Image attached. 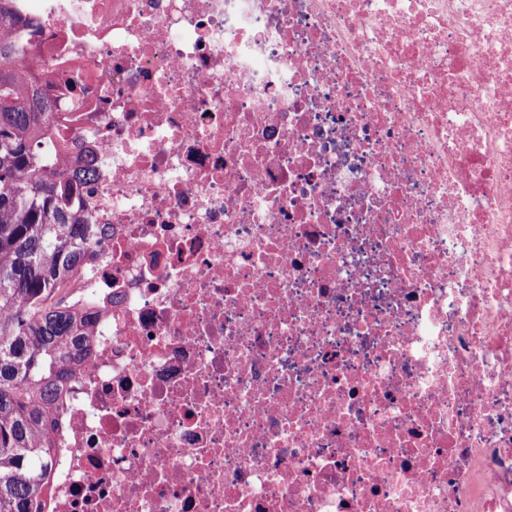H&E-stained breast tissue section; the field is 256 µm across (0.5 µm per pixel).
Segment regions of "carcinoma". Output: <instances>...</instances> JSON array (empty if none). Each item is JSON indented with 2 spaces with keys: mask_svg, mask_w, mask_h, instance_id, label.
I'll list each match as a JSON object with an SVG mask.
<instances>
[{
  "mask_svg": "<svg viewBox=\"0 0 512 512\" xmlns=\"http://www.w3.org/2000/svg\"><path fill=\"white\" fill-rule=\"evenodd\" d=\"M12 26L0 15V512H44L52 412L92 331L67 309L70 276L108 227L72 210L78 185L48 164L53 113Z\"/></svg>",
  "mask_w": 512,
  "mask_h": 512,
  "instance_id": "1",
  "label": "carcinoma"
}]
</instances>
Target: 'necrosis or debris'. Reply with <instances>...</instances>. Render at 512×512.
I'll return each mask as SVG.
<instances>
[{"label":"necrosis or debris","mask_w":512,"mask_h":512,"mask_svg":"<svg viewBox=\"0 0 512 512\" xmlns=\"http://www.w3.org/2000/svg\"><path fill=\"white\" fill-rule=\"evenodd\" d=\"M8 7L109 227L45 512H512V0Z\"/></svg>","instance_id":"4bbe7bcc"}]
</instances>
